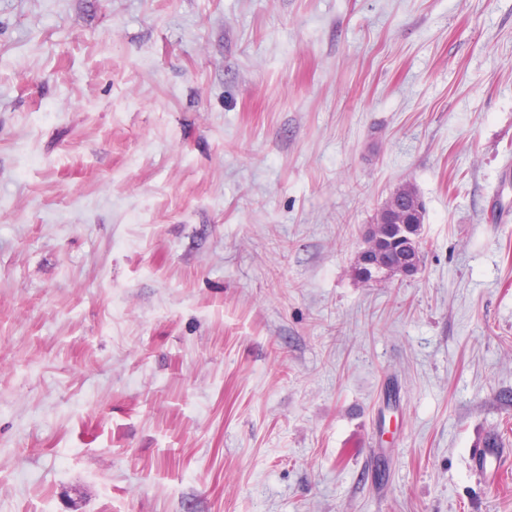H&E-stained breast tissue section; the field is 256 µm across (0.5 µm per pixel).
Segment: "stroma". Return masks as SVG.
<instances>
[{"label": "stroma", "mask_w": 512, "mask_h": 512, "mask_svg": "<svg viewBox=\"0 0 512 512\" xmlns=\"http://www.w3.org/2000/svg\"><path fill=\"white\" fill-rule=\"evenodd\" d=\"M491 435L512 0H0V512H512ZM423 210L424 202L419 195L413 196L411 203L405 208L389 207L385 210L382 223L390 225L388 226L390 236L385 241L390 243L389 248L403 249L406 255L400 258V263L392 264L390 267L380 264L374 259L371 252L373 243L367 241L368 235L366 246L359 254L356 267L358 272L370 276L371 280L356 274L361 282L365 284H369L370 281L383 282L393 276L413 277L418 273L421 265L417 259V255L421 258L420 230H416L414 227L415 224H418ZM473 468L490 478L497 480L501 472L508 465L504 452L501 448L490 447L479 448L472 456Z\"/></svg>", "instance_id": "stroma-1"}]
</instances>
